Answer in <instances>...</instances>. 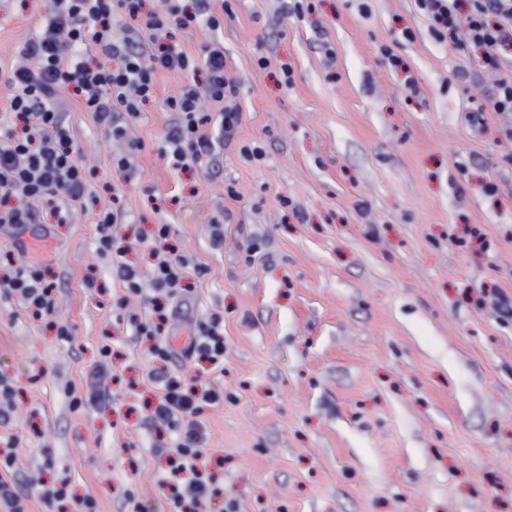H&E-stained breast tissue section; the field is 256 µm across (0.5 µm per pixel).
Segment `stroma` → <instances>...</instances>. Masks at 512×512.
Returning a JSON list of instances; mask_svg holds the SVG:
<instances>
[{"label":"stroma","mask_w":512,"mask_h":512,"mask_svg":"<svg viewBox=\"0 0 512 512\" xmlns=\"http://www.w3.org/2000/svg\"><path fill=\"white\" fill-rule=\"evenodd\" d=\"M226 2L240 119L217 167L173 172L158 156L163 102L185 82L163 72L133 122L132 178L113 168L93 113L67 102L94 193L68 223L0 227V276L13 253L45 270L58 300L39 318L0 298V376L17 407L0 444L16 442V478L68 477L63 512L87 497L97 512L166 502L174 436L144 407L150 343L117 320L126 291L98 250L113 186L128 260L147 273L153 252L185 258L193 291L172 303V346L224 318V400L202 415L219 494L200 512L231 499L238 512H512V319L495 305L512 298V115L472 120L491 79L435 39L415 0H307L299 14L295 0ZM52 5L0 0V62ZM157 224L167 240L153 239ZM105 344L115 403L73 407L69 387Z\"/></svg>","instance_id":"1"}]
</instances>
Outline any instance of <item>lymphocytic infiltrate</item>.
<instances>
[{
  "label": "lymphocytic infiltrate",
  "mask_w": 512,
  "mask_h": 512,
  "mask_svg": "<svg viewBox=\"0 0 512 512\" xmlns=\"http://www.w3.org/2000/svg\"><path fill=\"white\" fill-rule=\"evenodd\" d=\"M161 11L145 9V0H54L52 10L18 59L4 72L10 90L7 124L0 128V224L19 227L34 223L37 213L66 223L71 205L89 193L90 174L80 163L74 137L63 118V99L92 112L105 136L125 139L129 119L138 118L155 98L158 73L185 76L177 95L168 97L167 111L175 119L166 128L158 154L167 167L213 166L219 149L235 134L240 115L237 87L224 75V43L218 31L224 17L212 0H164ZM436 37H447L457 53L481 50L484 70L494 76L493 91L473 107L474 112H512V0H416ZM207 28L213 37L201 56L185 51L177 32ZM125 209L116 205L99 213V249L111 253L112 266L124 288L141 295L151 280L159 299L151 319L136 323V335L156 337L153 358L166 361L171 346L165 325L168 301L180 295L184 277L179 254L158 255L150 276L129 265L117 247V228ZM0 293L15 295L36 316L56 311V289L43 270L23 262L0 281ZM220 316L199 327L183 349L189 360L200 359L214 370L224 368V331ZM159 391L149 414L152 422L174 432L173 467L183 473L181 485L171 487L170 512H198L217 487L203 481L196 466L206 445L201 419L205 408L220 404L223 391L197 390L184 374L153 370Z\"/></svg>",
  "instance_id": "1"
}]
</instances>
